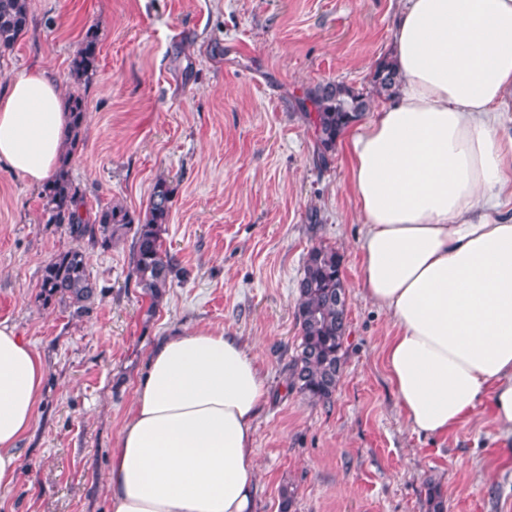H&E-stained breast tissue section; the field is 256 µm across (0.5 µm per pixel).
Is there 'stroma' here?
Listing matches in <instances>:
<instances>
[{"mask_svg":"<svg viewBox=\"0 0 512 512\" xmlns=\"http://www.w3.org/2000/svg\"><path fill=\"white\" fill-rule=\"evenodd\" d=\"M401 0H30L32 22L0 57V88L41 65L61 96L88 27L101 39L85 87L83 143L70 174L87 211L113 201L145 212L152 187L174 189L162 238L186 271L151 305L131 270L130 240L89 249L97 284L87 313L38 299L44 265L72 247L45 223L40 189L0 162V321L48 366L20 442V471L0 512H111V450L170 330L218 327L253 344L269 398L256 427L257 512H512V461L487 406L445 437L413 431L382 360L394 331L359 286L362 219L340 152L328 164L302 102L341 83L386 95L371 75L391 55ZM334 248L345 284L343 365L330 402L287 387L300 343L297 282L309 251Z\"/></svg>","mask_w":512,"mask_h":512,"instance_id":"obj_1","label":"stroma"}]
</instances>
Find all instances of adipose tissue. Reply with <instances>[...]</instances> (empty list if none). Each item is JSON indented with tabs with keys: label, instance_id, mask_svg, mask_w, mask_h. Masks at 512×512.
<instances>
[{
	"label": "adipose tissue",
	"instance_id": "obj_1",
	"mask_svg": "<svg viewBox=\"0 0 512 512\" xmlns=\"http://www.w3.org/2000/svg\"><path fill=\"white\" fill-rule=\"evenodd\" d=\"M392 100L343 144L362 220L360 286L395 333L383 362L413 430L447 436L489 403L512 441V0H404ZM67 114L43 71L0 90V161L43 182ZM500 218H493V211ZM47 365L0 322V486L14 482ZM253 346L224 330L153 345L111 457L112 512H255Z\"/></svg>",
	"mask_w": 512,
	"mask_h": 512
}]
</instances>
